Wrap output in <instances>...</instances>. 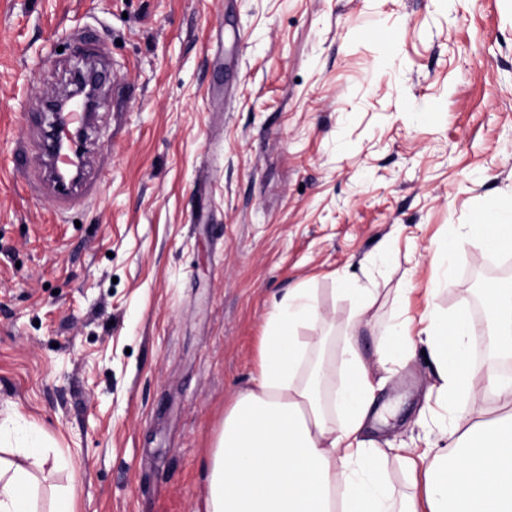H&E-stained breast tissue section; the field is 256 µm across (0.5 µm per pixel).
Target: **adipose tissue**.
Instances as JSON below:
<instances>
[{
    "instance_id": "obj_1",
    "label": "adipose tissue",
    "mask_w": 512,
    "mask_h": 512,
    "mask_svg": "<svg viewBox=\"0 0 512 512\" xmlns=\"http://www.w3.org/2000/svg\"><path fill=\"white\" fill-rule=\"evenodd\" d=\"M345 285L352 302L339 359L327 357V337L308 333L322 320L312 289H289L271 313L255 383L238 392L210 450L197 512H512V377L471 364L476 325L466 307L450 312L432 300L415 321L401 312L409 289H396V311L370 362L354 334L368 322L375 291L351 279ZM420 350L436 375L423 421L451 434L450 444L392 453L367 445L363 434L380 418V373H397ZM335 373L339 389L324 393ZM478 391L492 397L500 417L452 414L458 399ZM391 457L407 475L406 491L390 481ZM45 463L35 447L0 456V512H37Z\"/></svg>"
}]
</instances>
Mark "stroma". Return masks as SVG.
<instances>
[{"label":"stroma","instance_id":"obj_1","mask_svg":"<svg viewBox=\"0 0 512 512\" xmlns=\"http://www.w3.org/2000/svg\"><path fill=\"white\" fill-rule=\"evenodd\" d=\"M108 69L88 155L96 195L59 210L37 123L81 59ZM25 151L23 174L12 164ZM512 203V0H0V428L35 425L37 507L196 512L209 448L251 385L262 326L306 283L323 314L394 291L411 315L446 239ZM512 251L456 258V309ZM419 353L375 440L424 443Z\"/></svg>","mask_w":512,"mask_h":512}]
</instances>
